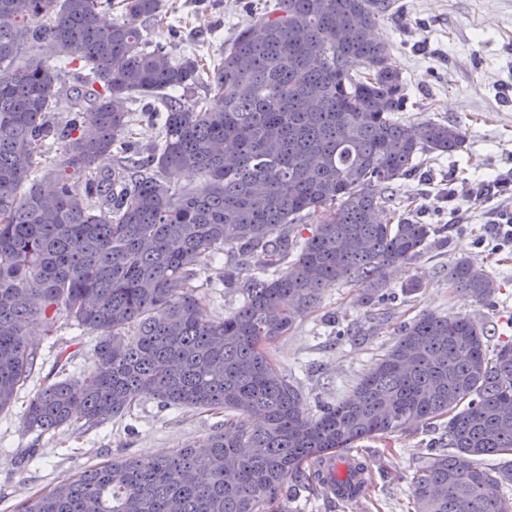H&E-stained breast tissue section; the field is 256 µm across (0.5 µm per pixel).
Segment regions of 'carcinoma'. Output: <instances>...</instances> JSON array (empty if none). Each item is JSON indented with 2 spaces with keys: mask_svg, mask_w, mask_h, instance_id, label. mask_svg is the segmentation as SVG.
<instances>
[{
  "mask_svg": "<svg viewBox=\"0 0 512 512\" xmlns=\"http://www.w3.org/2000/svg\"><path fill=\"white\" fill-rule=\"evenodd\" d=\"M0 0V412L32 376L39 330L60 318L97 335L92 370L43 386L27 430L100 426L149 394L166 407L224 415L198 447L149 461L108 459L31 494L17 512H281L289 481L356 500L372 480L327 488V456L365 439L444 424L449 454L417 470L411 512H512V342L433 312L401 326L350 395L305 414L268 346L330 282L383 305L391 279L436 243L391 205L419 155L452 154L457 124L407 111L391 47L375 37L380 0H272L224 44L211 106L193 98L206 67L150 48L161 0ZM27 61L14 62L20 56ZM86 73L67 86L72 66ZM159 128L128 154L137 99ZM66 100L75 116L52 112ZM62 151L40 165L48 142ZM112 157L110 167L100 162ZM194 171L196 195L168 176ZM259 273L224 284L241 306L214 319L192 282L226 246ZM450 285L484 304L488 271L448 264Z\"/></svg>",
  "mask_w": 512,
  "mask_h": 512,
  "instance_id": "1",
  "label": "carcinoma"
}]
</instances>
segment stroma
<instances>
[{
	"mask_svg": "<svg viewBox=\"0 0 512 512\" xmlns=\"http://www.w3.org/2000/svg\"><path fill=\"white\" fill-rule=\"evenodd\" d=\"M267 0H163L169 24L180 29L170 40L166 27L149 29L150 43L162 44L172 57L197 55L207 65L224 55V42ZM392 47V60L405 84L410 116L460 123L461 150L423 154L414 176L400 180L394 197L414 195V219L442 227L438 245L429 248L403 276L389 284L391 300L376 314L357 302L356 287L332 283L322 290L317 309L269 348L280 372L304 395L307 414L349 393L378 355L394 339L396 327L419 313L455 317L468 314L488 331L489 344L512 337V247H501L497 224L512 214V197L488 195L472 202L470 184L512 174V0H390L375 30ZM466 257L485 266L497 291L487 304L474 302L448 283V265ZM231 250L200 268L194 281L211 317L235 311L239 291L224 287ZM421 276L424 286L406 295L404 277ZM94 334L60 320L54 336L41 339L38 370L0 413V512L44 487L110 458L144 461L186 446L207 442L222 417L193 408L161 406L143 396L128 415L80 431L64 426L41 435L27 431L24 408L46 383L59 350L73 359L65 372L75 378L91 370ZM443 427L422 424L407 434L394 433L356 443L372 466L369 493L353 502L327 498L301 486L284 491V512H408L410 480L435 455L443 453ZM34 456H27V449Z\"/></svg>",
	"mask_w": 512,
	"mask_h": 512,
	"instance_id": "stroma-1",
	"label": "stroma"
}]
</instances>
